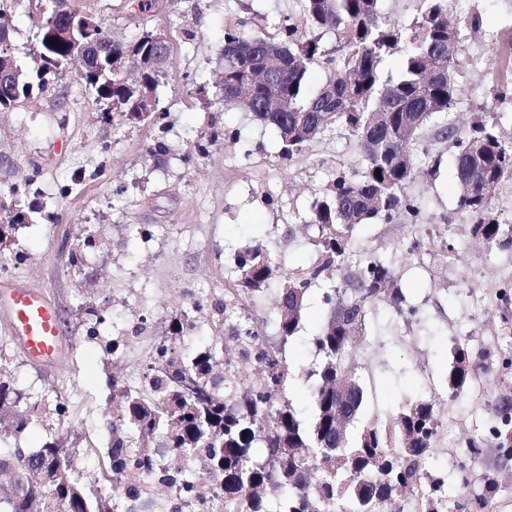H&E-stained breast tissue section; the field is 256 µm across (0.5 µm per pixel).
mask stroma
Masks as SVG:
<instances>
[{
  "label": "stroma",
  "instance_id": "stroma-1",
  "mask_svg": "<svg viewBox=\"0 0 512 512\" xmlns=\"http://www.w3.org/2000/svg\"><path fill=\"white\" fill-rule=\"evenodd\" d=\"M93 15L113 40L130 42L144 32H166L172 43L167 75L155 92L157 111L168 128L126 120L106 112L76 67L50 76L43 93L0 112V198L33 183L44 217L25 224L16 238L28 259L17 274L0 277V294L11 288L42 289L58 313H73L78 303L95 301L108 308L110 323L98 340L86 338L77 322L61 332L66 352L48 369L27 360L19 340L0 329V380L25 394L69 395L74 410L63 427H31L20 440L1 448L35 449L55 439L71 445L83 434L93 452L77 451L72 461L87 477L98 474L100 448L109 441L97 409L106 376L133 381L140 375L159 336L165 335L176 308L190 307V290L205 291L233 277L235 257L257 234L268 235L281 265L305 268L318 258L314 233L305 228L313 201L320 196L333 163L351 160L354 148L334 136L315 142L304 163L282 165L270 127L244 108L224 106V15L248 5L255 19L247 33L266 36L290 9L291 0H65ZM483 29L466 33L456 79L464 90L455 110L459 123L475 112L499 124L512 137V103L487 104L497 74L501 43L512 39V0H478ZM16 61L32 64L35 29L29 0H14L7 12ZM238 129L235 145H216L195 164L181 157L191 142L204 141L214 126ZM170 148L157 163L150 148L157 138ZM72 185L60 194L61 185ZM408 191L421 201L419 226L400 220L356 227L354 242L369 255L390 262L409 301L397 308L381 304L366 316L372 342L361 371L368 396L366 416L395 412L407 399L426 397L422 375L439 377L448 367L450 338L459 334L472 348L486 347L500 326L497 312L481 300L498 283L512 250L476 243L470 222L455 216L456 189L449 164L425 175ZM102 227L110 251L91 256L81 272L67 261L66 243L84 226ZM322 287L309 290L302 329L286 347L292 366H316L313 345L324 318ZM146 316L145 334L132 335L138 316ZM194 318L198 334L188 349L215 347L220 362L237 358L235 343L212 326L213 311ZM121 338L117 354L103 341ZM482 399L468 395L455 407L439 405L445 448L429 459V471H453L469 440L487 427Z\"/></svg>",
  "mask_w": 512,
  "mask_h": 512
}]
</instances>
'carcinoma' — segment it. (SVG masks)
<instances>
[{"label": "carcinoma", "mask_w": 512, "mask_h": 512, "mask_svg": "<svg viewBox=\"0 0 512 512\" xmlns=\"http://www.w3.org/2000/svg\"><path fill=\"white\" fill-rule=\"evenodd\" d=\"M298 9L284 19L271 37H249V19L230 11L224 19V106L237 104L241 89L252 85L253 117L274 128L278 158L295 164L307 157L311 143L337 131L349 135L356 164H341L314 201L308 226L317 231L319 256L308 268L284 271L270 243L256 240L237 254L234 283L224 285V298L212 301L215 327L236 338L255 354L216 371L212 346L194 353L183 349L188 329L196 327L189 310L172 314L170 335L155 345L143 365L141 378L128 383L112 376L109 394L99 404L109 423L108 467L102 481L89 480L70 464L73 449L59 441L35 450L0 451V474L10 477L0 494V512H121V501L153 497L163 487L179 489L169 501L172 512L207 507L212 512H383L391 500L411 495L428 474L421 461L433 452L438 428L435 411L441 395L410 400L396 413L375 415L355 436L336 433V384L347 381L349 399L344 425L358 419L366 394L360 382L357 355L368 341L365 321L381 303L405 301L392 267L365 256L345 288L325 293V319L314 336L321 363L302 372L313 408L306 422L285 400L288 377L294 373L284 345L301 328L302 302L310 287L334 279L352 260V231L361 224H391L404 216L418 221L419 198L407 191L421 171L413 150L432 138L448 144L452 173L462 216L472 222L473 235L489 245L512 248V224L499 220L495 207L512 183V139L483 119L467 127L451 117L460 91L456 82L462 29L448 20V0H417L408 25L386 17L382 0H297ZM57 0L48 16L36 19L34 65L15 67L20 96L45 89V75L66 68L83 51L78 42L59 44L45 52L50 21L62 10ZM333 35L327 45L325 35ZM154 33L116 52L139 56L151 50ZM402 59L397 74L385 69L392 56ZM508 78L488 90L490 99L512 98V43ZM320 68L326 82L310 97L304 94L308 72ZM271 70L275 89L255 79ZM162 70L145 66L112 75V83L94 88L107 108L140 118L141 95L154 94ZM0 199V243L19 224H35L39 208L28 191L13 190ZM100 228L78 235L69 254L74 268L85 255L109 249ZM22 248L0 252L3 267L23 264ZM280 298L274 318L279 343H260L240 316L272 284ZM78 320L86 335L97 337L109 313L82 302ZM452 360L446 374V395L460 399L475 390L491 372L489 354L512 370V317L501 316L500 329L489 348L472 351L466 341L451 337ZM490 419L497 422L491 437L496 459L486 462L480 447L470 446L469 476L457 472L462 500L458 512H482L499 489L497 472L512 461V395L489 401ZM71 414L65 397L35 400L0 381V440L17 436L32 424H61ZM221 477L217 488L194 479L195 460Z\"/></svg>", "instance_id": "carcinoma-1"}]
</instances>
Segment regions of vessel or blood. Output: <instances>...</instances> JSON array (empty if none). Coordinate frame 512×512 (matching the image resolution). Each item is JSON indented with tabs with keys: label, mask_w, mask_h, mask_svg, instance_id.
I'll list each match as a JSON object with an SVG mask.
<instances>
[{
	"label": "vessel or blood",
	"mask_w": 512,
	"mask_h": 512,
	"mask_svg": "<svg viewBox=\"0 0 512 512\" xmlns=\"http://www.w3.org/2000/svg\"><path fill=\"white\" fill-rule=\"evenodd\" d=\"M0 325L20 339L24 354L40 367H52L59 360L64 341L56 308L44 293L11 289Z\"/></svg>",
	"instance_id": "1"
}]
</instances>
